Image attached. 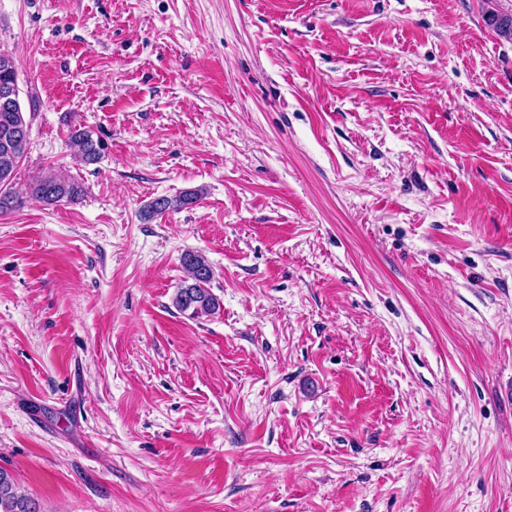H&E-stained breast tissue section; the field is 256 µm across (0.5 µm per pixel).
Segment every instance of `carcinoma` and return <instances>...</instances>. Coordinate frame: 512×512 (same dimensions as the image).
<instances>
[{"instance_id":"carcinoma-1","label":"carcinoma","mask_w":512,"mask_h":512,"mask_svg":"<svg viewBox=\"0 0 512 512\" xmlns=\"http://www.w3.org/2000/svg\"><path fill=\"white\" fill-rule=\"evenodd\" d=\"M486 22L499 35L512 38L511 15L490 11ZM13 80H18L16 61L11 54L0 51V84ZM70 143L75 157L81 162H94L101 154V140L93 138L91 130L72 131ZM29 145V122L22 106L16 105L9 112L0 111V214L16 208L22 193L45 205L79 202L83 195L82 187L70 177L49 173L35 179L23 191L15 187V174L28 153ZM203 195V190L195 189L185 190L172 198L161 196L148 204L147 212L162 215L173 209L188 208L198 203ZM181 263L185 277L174 294L173 306L181 313H190L192 319L213 315L220 308V302L209 288L213 277L211 266L202 255L193 252L185 253ZM0 512H39L34 500L20 493L14 478L2 468Z\"/></svg>"}]
</instances>
